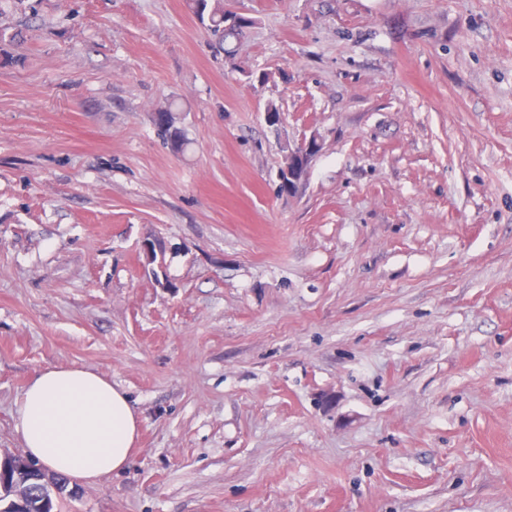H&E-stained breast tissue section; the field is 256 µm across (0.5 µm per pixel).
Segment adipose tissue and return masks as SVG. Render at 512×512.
Here are the masks:
<instances>
[{"mask_svg": "<svg viewBox=\"0 0 512 512\" xmlns=\"http://www.w3.org/2000/svg\"><path fill=\"white\" fill-rule=\"evenodd\" d=\"M26 453L80 484L125 471L141 419L127 393L97 372L59 364L40 371L15 401Z\"/></svg>", "mask_w": 512, "mask_h": 512, "instance_id": "adipose-tissue-1", "label": "adipose tissue"}]
</instances>
